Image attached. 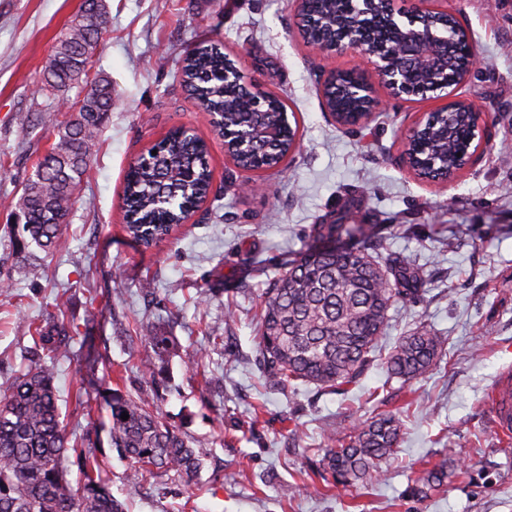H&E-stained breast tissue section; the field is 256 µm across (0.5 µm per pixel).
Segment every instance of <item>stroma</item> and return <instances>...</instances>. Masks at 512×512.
Masks as SVG:
<instances>
[{
  "label": "stroma",
  "instance_id": "1",
  "mask_svg": "<svg viewBox=\"0 0 512 512\" xmlns=\"http://www.w3.org/2000/svg\"><path fill=\"white\" fill-rule=\"evenodd\" d=\"M106 2L93 70L112 81V112L67 230L52 254L35 256L14 244L0 211V280L8 284L0 290V387L29 364L30 324L45 319L58 294L88 334L56 363L69 437L88 424L77 388L94 396L116 375L129 394L151 392L141 367L155 356L136 338L139 323L178 343L161 366V411L204 466L190 482L170 471L136 486L106 432L92 436L128 512H512V443L494 434L489 402L498 373L512 368V0L441 2L482 59L456 94L489 115L486 143L445 186L418 180L400 160L406 130L438 100L388 98L367 126L336 124L321 85L358 59L305 47L293 0ZM80 3L0 0V198L18 193L54 140L49 129H21L19 118L55 110L40 71ZM203 42L233 54L259 88L286 95L298 121V152L261 173L258 193L242 191L251 172L226 157L181 83L182 59ZM174 127L206 141L213 190L190 223L145 250L125 230L124 177ZM338 218L366 225L379 255H406L425 272L421 300L389 309L383 351L426 324L442 338V355L408 383L388 379L377 361L346 394L269 386L256 346L264 292L313 245L312 225ZM194 355L202 366L191 364ZM380 408L402 412L396 451L363 482L331 489L319 463L332 434ZM427 466L447 479L422 498L413 488Z\"/></svg>",
  "mask_w": 512,
  "mask_h": 512
}]
</instances>
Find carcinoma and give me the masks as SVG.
Here are the masks:
<instances>
[{"label":"carcinoma","instance_id":"carcinoma-1","mask_svg":"<svg viewBox=\"0 0 512 512\" xmlns=\"http://www.w3.org/2000/svg\"><path fill=\"white\" fill-rule=\"evenodd\" d=\"M354 16L336 0H316L301 19L304 42L320 48L353 24ZM435 26L448 34V52L457 64L468 65L463 52L467 35L453 15L438 13ZM398 38L381 27L371 29L369 40L380 52ZM97 42L88 15L78 12L59 39L53 56L55 70L43 77V87L62 108L20 117L21 127L32 123L50 126L54 142L35 163L17 200L0 204L19 214L17 241L49 254L63 235L76 202V191L86 174L94 147L112 111V82L89 78L93 58L87 46ZM235 59L214 45H201L186 55L181 78L202 108L219 113L231 129L245 128L264 113L269 121L288 113V98L271 90L260 94L236 89L224 81V64ZM83 74L84 94L72 99V78ZM451 70L431 79L422 73L407 78L406 96L414 97L427 84H448ZM323 95L329 111L345 119L363 108L343 80H327ZM452 112H430L408 144L414 173L422 178L455 177L464 160L473 155L469 129L472 113L460 101ZM298 126L288 125L272 144L257 140L240 148L228 144L236 165L260 173L282 165L296 146ZM157 154H152V151ZM212 171L205 142L180 129L168 132L129 168L122 196L129 236L144 248L157 245L185 212L207 197ZM316 240L327 246L306 250L288 260L266 291L261 304L257 349L266 373L283 386L295 382L327 390H346L359 384L380 352L388 311L397 302L413 301L424 292L421 267L404 255L381 261L364 247L345 243L353 236L342 218L314 224ZM82 336L79 324L57 317L33 326L32 339L41 359L9 381L0 397V512H124L103 478L105 462L93 448L69 444L61 421L54 365L47 360L71 355V344ZM136 338L153 350L158 360L176 348L171 336L149 323H140ZM441 337L426 326L398 339L384 357L389 379L404 383L420 378L435 364ZM101 402L107 411L110 444L135 463L131 481L148 480L174 471L187 478L202 468V456L165 420L155 400L134 397L120 388H105ZM128 413V420L121 419ZM401 430L400 415L376 413L359 425L348 440L326 450L323 469L334 484L346 489L375 471L394 453ZM80 474V489L69 479V452ZM444 472L429 471L418 480L417 494L428 498L442 484Z\"/></svg>","mask_w":512,"mask_h":512}]
</instances>
